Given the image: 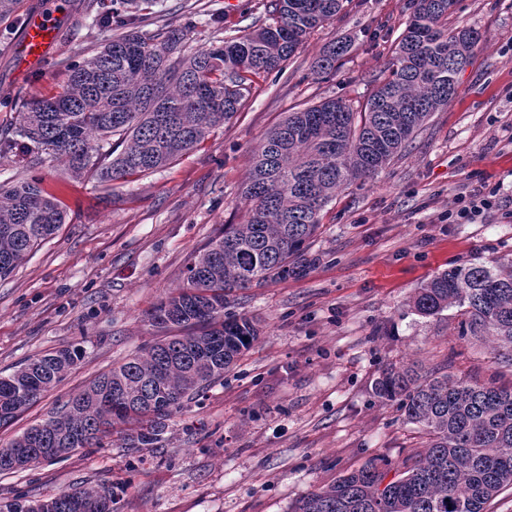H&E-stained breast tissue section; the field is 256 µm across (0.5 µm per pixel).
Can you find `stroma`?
<instances>
[{"instance_id": "35a3bbf8", "label": "stroma", "mask_w": 512, "mask_h": 512, "mask_svg": "<svg viewBox=\"0 0 512 512\" xmlns=\"http://www.w3.org/2000/svg\"><path fill=\"white\" fill-rule=\"evenodd\" d=\"M19 0L0 21V132L11 104L50 98L70 61L91 57L105 32L86 0H64L62 46L21 75L12 46L29 12ZM409 0H351L309 37L281 72L254 80L240 111L199 147L154 173L114 182L71 179L45 162V188L65 210L60 230L0 279V373L82 344L78 365L0 427V445L61 407L113 363L161 334L143 315L177 288L186 267L224 225L244 223L250 158L289 112L327 98L362 104L383 77ZM187 29L189 51L242 27L267 24L271 0H157ZM451 23L482 41L458 74V92L411 146L373 178L339 194L321 214L306 275L239 291L236 313L258 322L250 350L202 402L176 413L162 452L83 448L63 459L0 474V500L22 490L47 498L84 483L112 485L119 512H289L311 490L383 457L400 466L424 439L395 404L372 393L388 366L479 382H512V364L488 341L459 335L456 309L413 314L415 288L449 265L512 258V0H457ZM351 40L336 73L319 76L320 49ZM489 184L491 208L452 224L459 197Z\"/></svg>"}]
</instances>
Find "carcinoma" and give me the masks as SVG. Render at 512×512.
<instances>
[{"instance_id": "1", "label": "carcinoma", "mask_w": 512, "mask_h": 512, "mask_svg": "<svg viewBox=\"0 0 512 512\" xmlns=\"http://www.w3.org/2000/svg\"><path fill=\"white\" fill-rule=\"evenodd\" d=\"M111 2L91 10L92 26L112 38L68 67L57 96L14 104L17 117L0 135V159L20 150L37 166L54 157L71 177L91 176L106 188L164 168L229 122L253 78L280 72L347 0H275L273 23L192 53L184 26L161 25L148 38L141 33L156 0ZM456 2L411 0L388 75L376 80L361 110L329 98L288 113L266 133L241 192L246 222L224 225L194 256L182 284L147 313L168 335L1 445L0 474L40 463L36 456L14 459L16 448H50L54 460L103 448L114 436L132 454L164 447L171 417L223 380L259 336L252 320L229 311L233 293L305 274L319 261L310 246L336 193L374 177L456 95L457 76L481 42L474 28L448 26ZM350 48L349 41L324 48L313 71L336 73ZM64 223L62 202L41 179L0 190V278ZM410 307L422 318L456 307L461 335L492 336L512 357V259L443 270L416 289ZM81 356L75 345L1 374L0 426L50 391ZM372 390L424 435L423 449L389 481L390 462L381 459L301 497L290 512H486L512 487V384L422 375L406 366L383 370ZM101 500L118 512L114 491L103 484L47 499L17 493L0 502V512H99Z\"/></svg>"}]
</instances>
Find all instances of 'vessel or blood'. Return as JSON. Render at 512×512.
<instances>
[{
  "label": "vessel or blood",
  "instance_id": "1",
  "mask_svg": "<svg viewBox=\"0 0 512 512\" xmlns=\"http://www.w3.org/2000/svg\"><path fill=\"white\" fill-rule=\"evenodd\" d=\"M58 3L59 0H47L43 8L30 12L26 18L15 44V54L26 70L42 68L58 46Z\"/></svg>",
  "mask_w": 512,
  "mask_h": 512
}]
</instances>
